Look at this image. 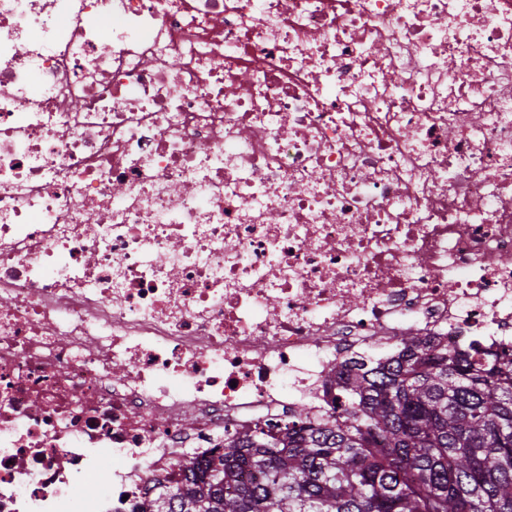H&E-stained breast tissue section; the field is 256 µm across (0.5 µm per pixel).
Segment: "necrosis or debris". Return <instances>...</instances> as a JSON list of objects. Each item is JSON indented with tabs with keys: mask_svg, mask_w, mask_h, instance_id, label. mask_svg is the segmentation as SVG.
<instances>
[{
	"mask_svg": "<svg viewBox=\"0 0 512 512\" xmlns=\"http://www.w3.org/2000/svg\"><path fill=\"white\" fill-rule=\"evenodd\" d=\"M412 330L512 352V0H0V512H140Z\"/></svg>",
	"mask_w": 512,
	"mask_h": 512,
	"instance_id": "obj_1",
	"label": "necrosis or debris"
}]
</instances>
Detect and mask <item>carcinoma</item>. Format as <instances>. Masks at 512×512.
<instances>
[{"mask_svg":"<svg viewBox=\"0 0 512 512\" xmlns=\"http://www.w3.org/2000/svg\"><path fill=\"white\" fill-rule=\"evenodd\" d=\"M336 374V420L228 440L144 512H512L506 352L412 331Z\"/></svg>","mask_w":512,"mask_h":512,"instance_id":"cac0c4a2","label":"carcinoma"}]
</instances>
